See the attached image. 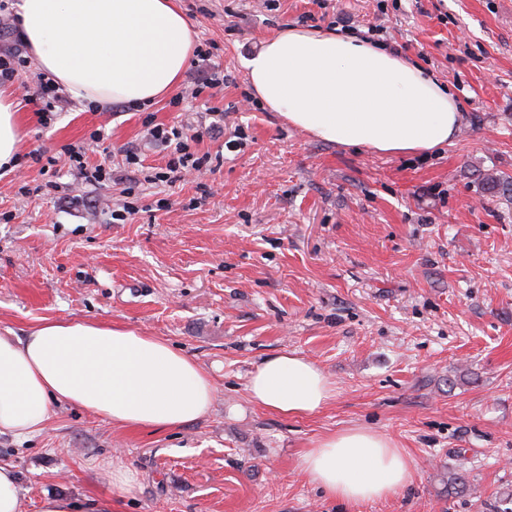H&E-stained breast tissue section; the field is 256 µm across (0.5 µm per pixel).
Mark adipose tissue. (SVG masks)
I'll return each mask as SVG.
<instances>
[{"instance_id": "1", "label": "adipose tissue", "mask_w": 512, "mask_h": 512, "mask_svg": "<svg viewBox=\"0 0 512 512\" xmlns=\"http://www.w3.org/2000/svg\"><path fill=\"white\" fill-rule=\"evenodd\" d=\"M23 39L39 68L77 99L147 103L181 80L196 32L176 0H20ZM255 98L315 139L383 154L428 153L460 122L455 96L408 55L358 35L288 26L243 58ZM17 96L0 87V167L16 163ZM252 402L288 416L334 396L324 372L284 352L252 374ZM208 373L166 342L115 326L46 321L0 334V435L41 434L58 403L113 423L175 428L206 415ZM306 481L356 505L411 483L412 459L377 432L317 439L300 457Z\"/></svg>"}]
</instances>
